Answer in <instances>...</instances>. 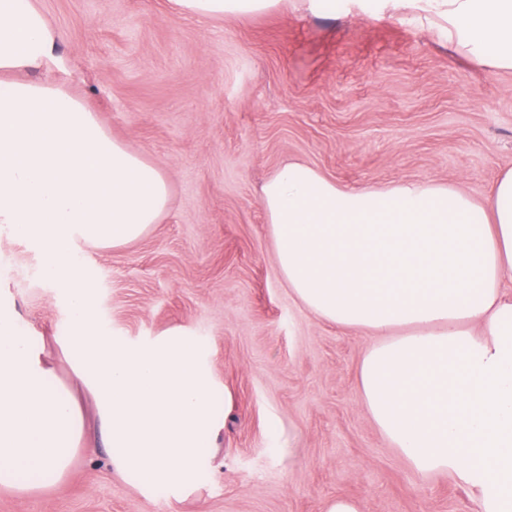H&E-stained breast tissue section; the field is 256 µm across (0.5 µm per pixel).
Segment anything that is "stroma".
<instances>
[{"label":"stroma","mask_w":512,"mask_h":512,"mask_svg":"<svg viewBox=\"0 0 512 512\" xmlns=\"http://www.w3.org/2000/svg\"><path fill=\"white\" fill-rule=\"evenodd\" d=\"M60 35L34 78L61 81L112 138L160 166L168 207L118 248L78 243L96 288L95 324L137 344L193 337L221 418L199 488L143 492L117 471L91 399L70 473L35 493L0 488V512H479L460 474L417 472L360 400L367 335L326 322L292 295L275 258L262 185L300 162L350 187L437 182L483 200L512 169V71L366 0L310 12L298 0L200 22L173 0H36ZM42 245L0 224V307L23 336L46 337L57 380L70 309L31 277Z\"/></svg>","instance_id":"35a3bbf8"}]
</instances>
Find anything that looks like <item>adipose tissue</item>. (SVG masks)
I'll return each mask as SVG.
<instances>
[{
  "label": "adipose tissue",
  "instance_id": "1",
  "mask_svg": "<svg viewBox=\"0 0 512 512\" xmlns=\"http://www.w3.org/2000/svg\"><path fill=\"white\" fill-rule=\"evenodd\" d=\"M281 0H175L201 21L276 9ZM430 21L481 64L512 70V0H381ZM59 33L35 0H0V223L44 244L46 277L67 291L76 379L96 401L115 465L144 490L184 494L219 429L201 352L182 331L127 345L94 324V282L72 262L77 242L141 238L167 208L161 168L112 139L61 83L29 78L53 61ZM281 275L319 318L371 336L360 398L419 471L452 470L480 488V512H512V169L478 201L451 186L346 188L308 165L262 189ZM38 343L0 309V486L64 478L82 410L48 384Z\"/></svg>",
  "mask_w": 512,
  "mask_h": 512
}]
</instances>
